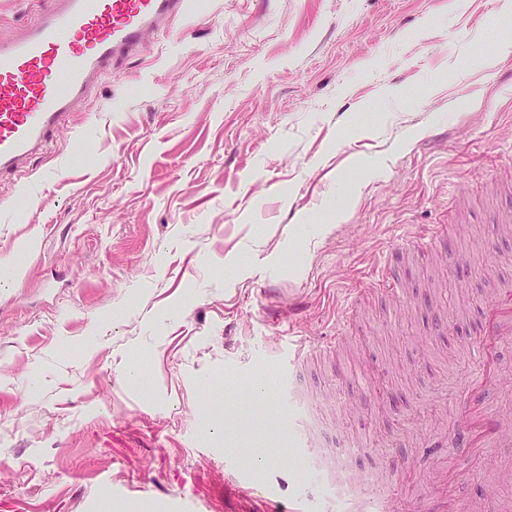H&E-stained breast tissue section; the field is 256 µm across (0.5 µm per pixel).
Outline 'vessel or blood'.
I'll return each mask as SVG.
<instances>
[{"mask_svg":"<svg viewBox=\"0 0 512 512\" xmlns=\"http://www.w3.org/2000/svg\"><path fill=\"white\" fill-rule=\"evenodd\" d=\"M186 0H51L41 18L14 41L0 40V176L22 179L30 159L47 150L55 130L69 116L73 100L83 97L112 63L124 57L150 33L159 17L182 16ZM442 227L420 235L417 255L426 259L443 253ZM477 360L488 374L478 385L464 410L458 444L472 456L487 454L500 433L499 417L487 404L489 384L498 377L491 371L503 343L512 340V288H501L487 308ZM340 336L317 345L305 337H289L277 361L275 388L267 389V409L287 420L289 449L264 448L260 454L268 468H275L285 453L309 448L311 440L300 402L291 380L304 364L333 354ZM433 459L430 484L434 491L417 502L415 512H478V504L457 499L448 485L456 470L444 451L423 443ZM230 477L247 493L261 497L271 512H399L393 495L381 488L351 491L337 509H330L322 491L334 485L335 474L312 467L293 483L289 496L275 485H259L236 465V456L225 452Z\"/></svg>","mask_w":512,"mask_h":512,"instance_id":"vessel-or-blood-1","label":"vessel or blood"}]
</instances>
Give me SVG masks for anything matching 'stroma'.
<instances>
[{
	"instance_id": "obj_1",
	"label": "stroma",
	"mask_w": 512,
	"mask_h": 512,
	"mask_svg": "<svg viewBox=\"0 0 512 512\" xmlns=\"http://www.w3.org/2000/svg\"><path fill=\"white\" fill-rule=\"evenodd\" d=\"M0 177V512H265L224 468L283 442L247 392L286 336L323 343L353 289L433 224L469 269L407 255L334 357L300 372L319 458L512 512V426L455 432L485 303L512 283V0H193ZM46 0H0V39ZM305 225L314 226L302 234ZM139 372L129 380L127 368ZM424 452H427L433 459V469L430 477V484L434 491L425 499L416 503V512H485L487 506L459 500L456 495L448 490L450 483L456 475V470L452 465L446 451H441L428 439L422 445Z\"/></svg>"
}]
</instances>
